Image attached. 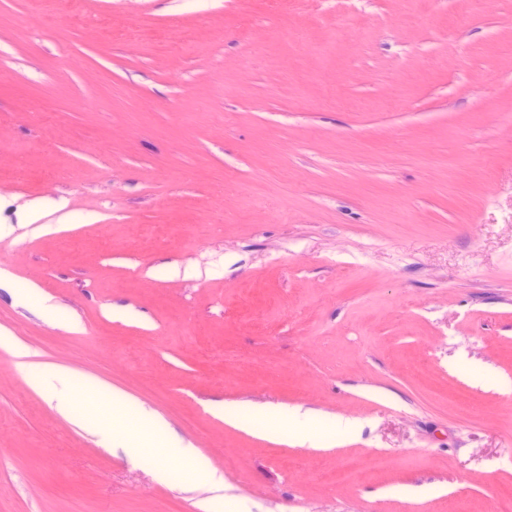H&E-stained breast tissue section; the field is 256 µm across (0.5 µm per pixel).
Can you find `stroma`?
<instances>
[{"label": "stroma", "mask_w": 512, "mask_h": 512, "mask_svg": "<svg viewBox=\"0 0 512 512\" xmlns=\"http://www.w3.org/2000/svg\"><path fill=\"white\" fill-rule=\"evenodd\" d=\"M30 6L0 0V512L512 496V0H44L19 33ZM28 362L206 470L157 478ZM26 369L30 381L35 386H44L54 380L63 383L65 389L55 397L56 409L65 415L71 413L81 415L80 421L87 430L94 431L98 429L100 424L96 416L91 411L80 408L75 401L73 387L75 386L78 390L85 389L87 387L86 381L78 379L73 384L71 382L72 374L59 368H36L29 365ZM101 394L105 395L112 402V406L120 410L123 414L131 415L138 420L164 448H180L175 436L170 432L166 424L156 420L141 408L134 406L123 393L101 387ZM251 410L256 409L246 404L224 405V420L237 426H244L253 433H264L268 428L265 419Z\"/></svg>", "instance_id": "35a3bbf8"}]
</instances>
